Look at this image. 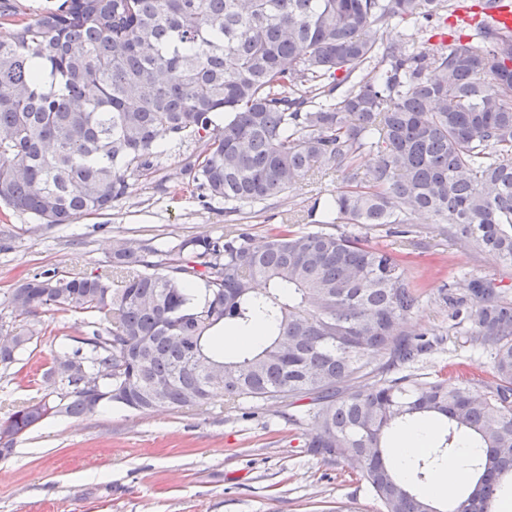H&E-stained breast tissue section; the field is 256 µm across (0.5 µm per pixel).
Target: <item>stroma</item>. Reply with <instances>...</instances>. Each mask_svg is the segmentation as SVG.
Segmentation results:
<instances>
[{
	"mask_svg": "<svg viewBox=\"0 0 512 512\" xmlns=\"http://www.w3.org/2000/svg\"><path fill=\"white\" fill-rule=\"evenodd\" d=\"M189 142L166 148L154 173L131 177L130 194L111 210L49 227L27 214L0 207V318L16 282L43 271L106 274L117 242H149L168 249L195 236L224 233V207L202 190L174 196L162 183L179 172ZM337 180L304 179L278 204L245 207L256 235L280 223L288 205L305 206L336 191ZM414 227L422 244L410 256L408 277L428 295L408 319L409 332L436 335L433 351L409 374L430 379L451 361L474 362L488 378L491 360L453 324L438 296L463 272L485 275L512 287V266L495 263L459 240L440 234L435 217L419 215ZM35 348L0 367V422L18 406L43 396L29 383L30 370L47 369L52 350L75 345L85 328L80 316L43 310ZM309 399L265 402L257 411L231 407L223 398L193 409L135 411L112 406L92 416L58 417L19 435L12 453L0 458V512H380L365 482L348 481L343 465L312 456L304 443L317 430Z\"/></svg>",
	"mask_w": 512,
	"mask_h": 512,
	"instance_id": "35a3bbf8",
	"label": "stroma"
}]
</instances>
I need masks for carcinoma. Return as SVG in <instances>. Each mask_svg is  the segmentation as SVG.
Segmentation results:
<instances>
[{
  "label": "carcinoma",
  "instance_id": "carcinoma-1",
  "mask_svg": "<svg viewBox=\"0 0 512 512\" xmlns=\"http://www.w3.org/2000/svg\"><path fill=\"white\" fill-rule=\"evenodd\" d=\"M488 2L62 0L0 40L1 205L70 224L126 197L165 143L194 142L201 150L172 193L191 181L228 217L224 235L164 253L120 244L110 276L45 271L13 288L20 316L84 315L87 350L52 353L50 392L0 425V457L48 417L114 403L307 396L318 429L306 447L366 480L381 512H440L429 473L464 444L481 452L445 512H494L512 498V292L470 273L463 293L439 289L492 358L484 386L461 363L446 379L400 375L434 348L404 329L424 291L402 256L368 243L393 224L416 248L412 217L429 214L441 234L512 265V32L490 27ZM454 16L469 32L431 46L428 32ZM400 24L398 37H376ZM367 153L376 162L363 171ZM330 171L340 179L332 200L288 207L261 240L231 219ZM257 323L263 339L235 355L214 340ZM4 328L14 334L0 343L6 368L38 331ZM428 420L438 425L430 449L403 477L386 448Z\"/></svg>",
  "mask_w": 512,
  "mask_h": 512
}]
</instances>
